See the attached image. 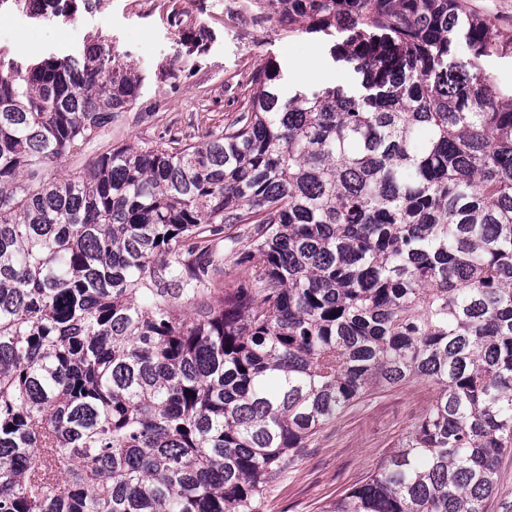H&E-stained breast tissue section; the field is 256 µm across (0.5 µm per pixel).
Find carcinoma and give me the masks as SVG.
<instances>
[{
  "label": "carcinoma",
  "mask_w": 512,
  "mask_h": 512,
  "mask_svg": "<svg viewBox=\"0 0 512 512\" xmlns=\"http://www.w3.org/2000/svg\"><path fill=\"white\" fill-rule=\"evenodd\" d=\"M265 4L334 40L359 86L287 95L270 60L201 142L57 178L136 104L137 75L102 36L0 68V512H265L297 449L413 381L432 403L322 512H485L501 490L512 92L451 53L512 36L460 0Z\"/></svg>",
  "instance_id": "cac0c4a2"
}]
</instances>
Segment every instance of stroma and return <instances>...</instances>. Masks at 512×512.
<instances>
[{
  "label": "stroma",
  "instance_id": "1",
  "mask_svg": "<svg viewBox=\"0 0 512 512\" xmlns=\"http://www.w3.org/2000/svg\"><path fill=\"white\" fill-rule=\"evenodd\" d=\"M205 29L188 48L183 35ZM131 64L141 78L140 98L110 135L54 170L66 177L115 146L144 147L176 140L197 143L227 124L249 97L252 73L269 60L292 84L301 64L320 69L319 85L350 83L353 72L333 62L324 39L280 25L263 0H97L70 18L30 17L14 0L0 5V59L25 67L49 56L82 52L97 36ZM462 64L477 62L501 90H512V53L473 58L465 44L454 49ZM437 393L429 382L370 395L346 409L267 490L266 512H321L322 506L379 466Z\"/></svg>",
  "mask_w": 512,
  "mask_h": 512
}]
</instances>
